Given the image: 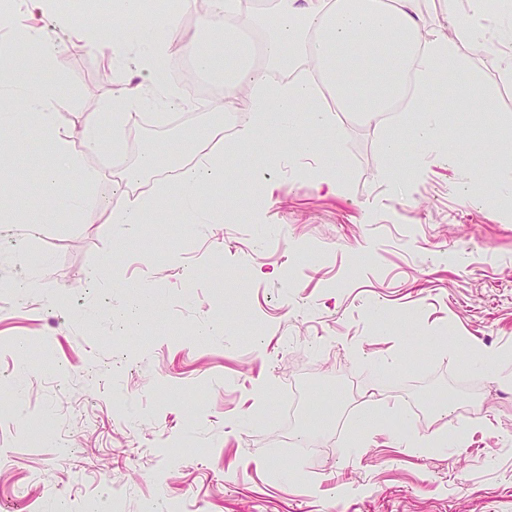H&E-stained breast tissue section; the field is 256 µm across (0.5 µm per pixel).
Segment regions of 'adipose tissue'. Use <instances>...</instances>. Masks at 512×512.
Wrapping results in <instances>:
<instances>
[{
  "label": "adipose tissue",
  "instance_id": "obj_1",
  "mask_svg": "<svg viewBox=\"0 0 512 512\" xmlns=\"http://www.w3.org/2000/svg\"><path fill=\"white\" fill-rule=\"evenodd\" d=\"M53 2L20 0V13L29 17L54 15ZM434 3L435 0H282L264 41V55L269 64L287 63L293 76L288 82L274 84L267 81L263 72L243 63L239 44L226 34L230 6L227 0H214L208 25L214 46L195 52L193 58L201 71L229 72L230 77L224 82L225 107H232L240 93H247L256 121L240 127L227 155L198 149L195 165L180 174L174 189L175 203L197 209L199 186L223 180L228 171L225 156L244 155L260 129L271 127L285 132L305 123L336 142L343 132L336 125L334 113L355 112L364 119L381 118L392 98L400 94L403 70L407 67L412 68L416 78L407 110L413 116L415 137L422 145L420 162H438L444 151L441 114L455 111L456 105L449 100L443 108H435L434 83L443 78L474 81L475 76L458 49L459 43L464 42L488 53L501 80L512 84V26L488 30L483 23L487 0H469L470 13L464 24L450 32L430 30L426 19ZM121 11L127 21L113 31L93 27L84 30L93 47L115 67H123L138 50L146 52L140 62V86L132 92L117 91L88 115L84 145L100 154L111 148L110 141L100 133L103 125L120 127L134 110L145 108L158 98L171 107L190 106L189 100L174 88L167 67L172 55L191 45L178 15H163L155 25L143 27L136 22L141 0H121ZM54 17V27L48 28L19 25L13 16L0 14V37H22L37 50L41 67L51 69L53 30L72 23L71 16ZM15 66L10 55L0 56V125L15 130L21 122H28L39 140L50 145L58 163L43 170L40 181L57 210L82 224L94 223L96 211L107 210L113 223L119 224L122 238L141 233L154 212V202L146 195L129 194L127 178L115 181L112 195L102 201L62 192L63 176L78 173L79 168L58 133L53 91L28 83L11 87ZM19 107L24 110L20 116L15 113ZM313 150L311 142L300 140L288 153L277 154L276 159L293 176L308 181L316 190L342 192L345 181L335 158H322L310 166L298 165V158Z\"/></svg>",
  "mask_w": 512,
  "mask_h": 512
}]
</instances>
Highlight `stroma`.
Here are the masks:
<instances>
[{"mask_svg": "<svg viewBox=\"0 0 512 512\" xmlns=\"http://www.w3.org/2000/svg\"><path fill=\"white\" fill-rule=\"evenodd\" d=\"M62 34L56 69L17 71L53 86L57 125L83 174L68 193L113 192L100 154L83 143L88 112L140 81L85 43L84 13ZM498 132L512 137V85L491 58L460 44ZM338 148L346 188L334 195L289 177L273 159L281 142L259 141L229 184L199 189L221 224H198L169 206L159 179L162 223L121 239L118 225L45 223L28 245L0 251L17 277L30 255H46V286L27 299L0 289V512H512V363L500 374L457 376L473 351L512 352V221L469 201L458 165L424 168L413 134L395 122L340 112ZM402 140L409 176L392 188L383 145ZM195 132L127 122L117 153L135 166L146 149L193 152ZM47 153L16 143L0 191L24 220L53 211L39 172ZM169 247L154 264L147 245ZM103 270L98 286L86 275ZM162 305L137 329L115 323L142 285ZM70 291L57 300L59 288ZM394 317L386 331L370 309ZM293 379L308 399L347 403L370 392L377 429L349 420L341 442L325 426L297 422L300 453L278 431L256 430L244 413L277 415ZM430 404L417 427L432 446H395L403 413ZM461 441H452L453 429Z\"/></svg>", "mask_w": 512, "mask_h": 512, "instance_id": "1", "label": "stroma"}]
</instances>
